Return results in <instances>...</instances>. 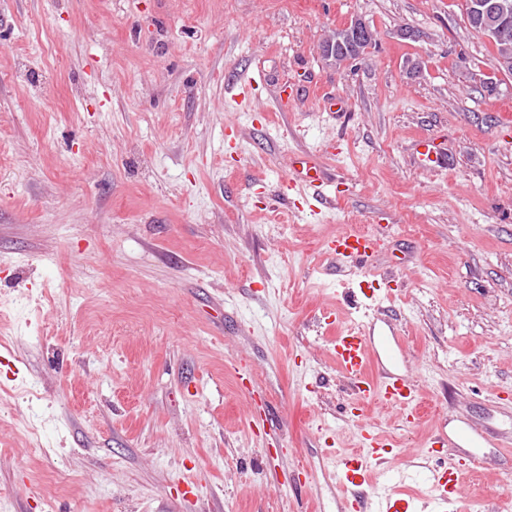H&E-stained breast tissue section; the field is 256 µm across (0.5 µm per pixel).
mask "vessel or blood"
Returning a JSON list of instances; mask_svg holds the SVG:
<instances>
[{
    "label": "vessel or blood",
    "mask_w": 512,
    "mask_h": 512,
    "mask_svg": "<svg viewBox=\"0 0 512 512\" xmlns=\"http://www.w3.org/2000/svg\"><path fill=\"white\" fill-rule=\"evenodd\" d=\"M301 181L312 188V197L318 204H337L336 194L324 184L315 164H307L301 174L290 171L282 180V189L291 192ZM379 251L377 239L361 232L338 235L327 245L337 268L362 269L361 283L366 287L360 303L361 322L355 329L338 335L333 348L353 390L364 397L378 396L381 403L406 419L413 413L417 386L406 366L401 330L395 318L381 307L379 290L384 279L370 268ZM433 441L448 450L447 467L432 469L427 476L431 500L438 508L459 500L463 471L486 463L490 451L508 445L507 440L497 435L495 427L467 417L458 418L450 428L439 429ZM360 445L358 453L339 459L329 474L332 484L344 493L339 512H411L412 501L371 481L373 464L387 452L402 457L403 449L392 447L382 433L369 428L363 429Z\"/></svg>",
    "instance_id": "vessel-or-blood-1"
}]
</instances>
